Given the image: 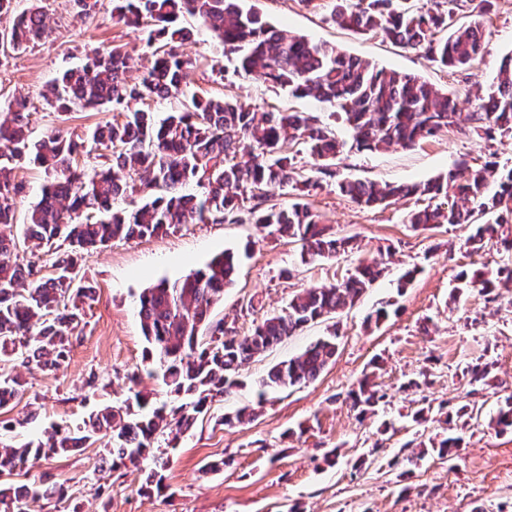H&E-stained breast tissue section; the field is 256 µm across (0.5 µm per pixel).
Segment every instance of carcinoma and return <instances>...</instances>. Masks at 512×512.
<instances>
[{
  "instance_id": "obj_1",
  "label": "carcinoma",
  "mask_w": 512,
  "mask_h": 512,
  "mask_svg": "<svg viewBox=\"0 0 512 512\" xmlns=\"http://www.w3.org/2000/svg\"><path fill=\"white\" fill-rule=\"evenodd\" d=\"M242 0H113L117 22L144 31L153 47L149 65L132 74L120 45L95 49L79 68L55 77L44 98L57 112L96 110L112 113L97 127L92 141L105 150L108 166L91 177L75 166L85 140L55 129L29 146L28 103L7 101L0 115V140L12 144L0 154V396L19 398L22 384L16 365L59 366L67 358L70 336L81 322L82 304L93 287L72 284L70 269L84 250L105 247L114 240L152 237L180 224L257 225L268 234L301 244L305 264L332 259L356 247L355 238L327 233L322 213L300 200L288 207L267 205L270 189L310 195L320 187L319 176L333 177L332 166L341 144L319 117L308 112H273L234 96H200L188 92L198 62L183 57L178 44L188 32L186 16L197 18L224 48L236 55L237 70L296 97H311L338 108L355 133L360 149L377 151L390 144L412 147L455 124L456 102L416 76L378 69L325 43L268 25ZM493 0H336L330 19L359 33L378 32L452 70L471 69L482 56L483 19ZM471 19L459 24L464 12ZM47 17L37 6L14 14L9 30L14 51L25 50L49 37ZM188 99L160 122L152 112L128 111L131 100ZM475 130L489 136L512 133V51L502 57L497 84L480 111L471 115ZM301 147L319 161L315 174L295 157L280 152L283 141ZM33 162L52 174L40 200L31 208L23 237H18L13 201L25 185L14 171ZM193 184L195 192L184 188ZM336 190L366 207L395 197L427 196L431 203L408 215L415 230L438 224H470L478 213L486 220L470 237L478 250L487 238L502 237L506 251L512 239L503 227L512 224V169L501 172L488 161L479 168L461 162L445 174L415 184L381 185L344 179ZM146 194L138 208L126 211L113 203L127 192ZM57 244L49 276L32 280L36 262L20 254V239ZM238 256L226 250L205 268L181 281L145 289L138 315L148 347L145 359L158 360L162 381L175 404L155 407L148 396L133 392V402L106 407L82 426H56L46 440L19 446L0 439V512H27V500L63 502L62 484L32 481L21 488L7 484L24 468L28 456L54 457L89 444L97 434L111 437L102 463L116 469L153 457L147 482L163 488L160 470L169 458L154 455L160 435L187 431L208 411L216 395L243 386L242 366L309 323L337 314L382 276L384 268L359 262L342 282L305 288L277 313L264 317L247 336H238L224 321L212 322L213 306L234 284ZM465 288L494 286L485 272L460 275ZM337 332L318 340L301 354L274 364L256 384L257 405L268 392L316 379L338 349ZM386 394L365 375L351 393L352 405L365 414ZM256 417L245 406L226 413V425Z\"/></svg>"
}]
</instances>
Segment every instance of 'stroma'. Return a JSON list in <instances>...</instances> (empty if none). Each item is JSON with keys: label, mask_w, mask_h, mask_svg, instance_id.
<instances>
[{"label": "stroma", "mask_w": 512, "mask_h": 512, "mask_svg": "<svg viewBox=\"0 0 512 512\" xmlns=\"http://www.w3.org/2000/svg\"><path fill=\"white\" fill-rule=\"evenodd\" d=\"M274 27L343 50L377 67L409 72L456 98L458 126L412 148L390 146L361 152L352 130L334 108L293 97L250 76L234 74L232 62L205 27L191 17L181 53L195 58L191 91L222 93L231 88L243 99L272 111L310 112L344 141L336 159L337 177L381 183L423 181L466 161L496 162L512 168V135L481 138L471 132L470 115L493 85L499 59L512 52V0H495L484 19L488 53L468 71L454 72L418 52L374 34H359L330 21L332 0L317 9L300 0H249ZM40 5L53 27L45 42L0 54V100L24 96L30 103L28 139L51 130L88 135L108 120L105 112L61 114L42 97L47 82L82 65L96 48L125 46L132 67L146 65L152 49L143 33L112 17V0H93L78 16L73 0H16L17 8ZM332 232L358 236L360 251L302 263L300 246L253 224H183L141 240H115L85 253L80 272L96 289L83 305V320L59 367L22 370L24 392L0 419L22 420L4 440L23 443L45 438L55 424L82 425L91 413L120 406L130 390L157 401L170 396L155 364L145 360L137 301L160 280L175 281L231 249L241 255L236 283L213 308V320L248 333L266 315L280 311L300 289L346 278L362 260L390 254V272L337 319L312 323L276 348L252 359L240 372L242 388L215 397L208 412L170 450L162 489L146 488L148 463L114 470L102 467L106 440L70 455L30 460L28 477L65 485L68 501L29 502V512H512V430L493 419L512 397V293L503 288L456 290L461 273L495 274L512 262L499 239L475 251L466 240L469 224H444L421 231L407 222L415 201L364 208L323 183L311 198ZM407 288L397 280L407 270ZM388 317L367 324L377 309ZM340 335L332 362L314 381L269 394L259 416L228 427L224 413L254 403L252 386L268 368L302 353L330 332ZM381 360L378 382L387 397L374 414L359 417L350 391ZM489 364L486 384L473 386L469 370ZM444 407L447 420L421 407ZM303 427L286 439V429ZM460 437L452 460L436 453L418 457L419 443ZM219 461V471H208Z\"/></svg>", "instance_id": "stroma-1"}]
</instances>
